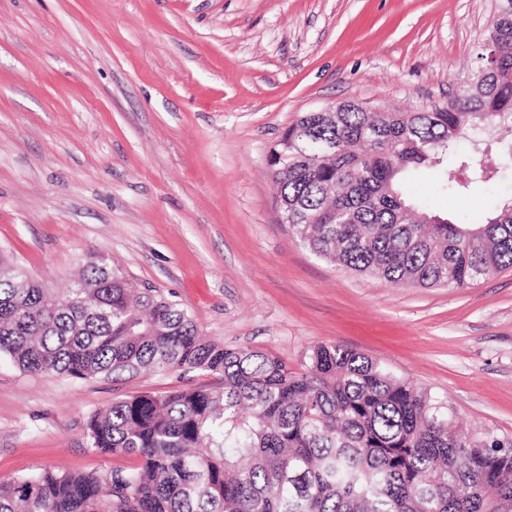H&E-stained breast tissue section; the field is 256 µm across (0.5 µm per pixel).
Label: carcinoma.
<instances>
[{
    "mask_svg": "<svg viewBox=\"0 0 512 512\" xmlns=\"http://www.w3.org/2000/svg\"><path fill=\"white\" fill-rule=\"evenodd\" d=\"M488 64L426 112H305L271 153L276 203L324 260L417 288H466L512 267V203L472 224L427 213L404 194L443 165L468 131H512V0H498ZM457 195L512 165L459 156ZM31 374L73 379L181 369L217 374L221 391L120 399L90 417L91 448L133 463L103 473L43 469L0 482V512H512V436H476L447 401L378 362L319 344L295 370L200 333L154 288L134 289L93 260L62 295L0 257V355Z\"/></svg>",
    "mask_w": 512,
    "mask_h": 512,
    "instance_id": "cac0c4a2",
    "label": "carcinoma"
}]
</instances>
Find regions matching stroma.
I'll use <instances>...</instances> for the list:
<instances>
[{
	"label": "stroma",
	"mask_w": 512,
	"mask_h": 512,
	"mask_svg": "<svg viewBox=\"0 0 512 512\" xmlns=\"http://www.w3.org/2000/svg\"><path fill=\"white\" fill-rule=\"evenodd\" d=\"M495 0H0V253L59 289L91 256L176 300L207 338L300 368L364 353L512 436V268L466 288L355 274L280 221L270 151L305 112L353 100L421 112L482 66ZM468 222L512 201V171L451 197ZM221 390L219 375H34L0 356V481L106 471L88 419L116 400Z\"/></svg>",
	"instance_id": "obj_1"
}]
</instances>
